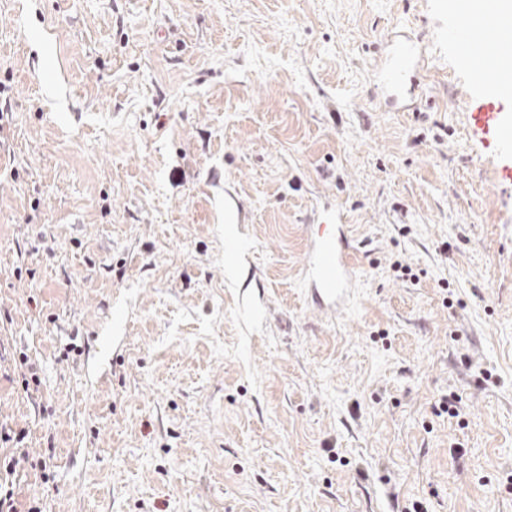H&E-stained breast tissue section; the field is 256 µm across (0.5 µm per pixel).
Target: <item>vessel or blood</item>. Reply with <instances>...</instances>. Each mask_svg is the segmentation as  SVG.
Here are the masks:
<instances>
[{
  "label": "vessel or blood",
  "instance_id": "vessel-or-blood-1",
  "mask_svg": "<svg viewBox=\"0 0 512 512\" xmlns=\"http://www.w3.org/2000/svg\"><path fill=\"white\" fill-rule=\"evenodd\" d=\"M452 22L448 40L460 52V63L473 83L495 87V102L485 106L479 120L497 149L512 154V114L502 111L501 100L512 99V76L502 69L512 55V24L493 7L473 12L450 0ZM424 66L418 44L399 31L387 42L384 57L373 71V82L390 98L399 97L408 80ZM357 280L353 241L339 212L311 227L305 259L304 285L312 303L326 316L349 309Z\"/></svg>",
  "mask_w": 512,
  "mask_h": 512
}]
</instances>
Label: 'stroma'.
Instances as JSON below:
<instances>
[{
    "label": "stroma",
    "mask_w": 512,
    "mask_h": 512,
    "mask_svg": "<svg viewBox=\"0 0 512 512\" xmlns=\"http://www.w3.org/2000/svg\"><path fill=\"white\" fill-rule=\"evenodd\" d=\"M397 23L428 60L391 107ZM449 24L446 0H0L19 512H512V183ZM336 207L358 286L327 318L304 260Z\"/></svg>",
    "instance_id": "1"
}]
</instances>
